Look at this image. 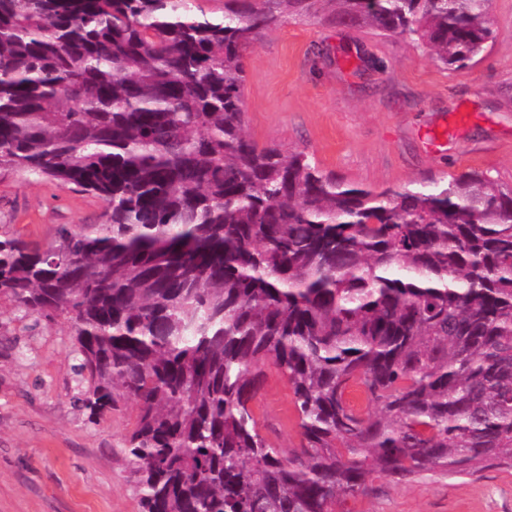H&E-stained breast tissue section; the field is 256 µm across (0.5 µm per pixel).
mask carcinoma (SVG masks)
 I'll use <instances>...</instances> for the list:
<instances>
[{"label": "carcinoma", "instance_id": "obj_1", "mask_svg": "<svg viewBox=\"0 0 512 512\" xmlns=\"http://www.w3.org/2000/svg\"><path fill=\"white\" fill-rule=\"evenodd\" d=\"M318 2L0 0V168L107 203L0 236V299L70 324L90 420L135 403L144 512H355L381 475L512 468V190L355 185L245 130L255 35ZM332 2L447 68L495 36L488 0ZM270 366L296 448L255 412Z\"/></svg>", "mask_w": 512, "mask_h": 512}]
</instances>
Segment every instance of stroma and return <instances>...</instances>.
Returning a JSON list of instances; mask_svg holds the SVG:
<instances>
[{
  "instance_id": "35a3bbf8",
  "label": "stroma",
  "mask_w": 512,
  "mask_h": 512,
  "mask_svg": "<svg viewBox=\"0 0 512 512\" xmlns=\"http://www.w3.org/2000/svg\"><path fill=\"white\" fill-rule=\"evenodd\" d=\"M488 10L496 38L458 71L411 39L338 22L326 0L284 18L246 54L247 133L366 187L444 183L472 169L512 188V0ZM105 208L0 168L1 235L45 246L60 225L101 223ZM75 364L66 324L0 300V512H143L122 448L135 407L89 422ZM255 411L279 446H297L292 394L276 371ZM374 485L358 512H512V470Z\"/></svg>"
}]
</instances>
